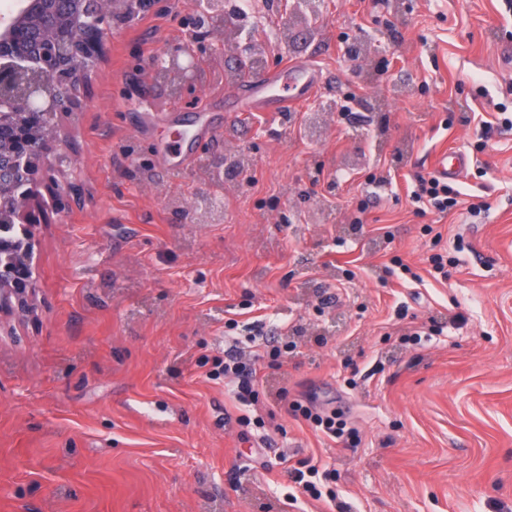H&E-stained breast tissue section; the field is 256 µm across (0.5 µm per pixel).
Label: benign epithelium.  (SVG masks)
Here are the masks:
<instances>
[{"label": "benign epithelium", "mask_w": 512, "mask_h": 512, "mask_svg": "<svg viewBox=\"0 0 512 512\" xmlns=\"http://www.w3.org/2000/svg\"><path fill=\"white\" fill-rule=\"evenodd\" d=\"M94 19L86 22L79 35L72 36L73 25L60 23L55 34L39 49L37 59L44 82L36 91L16 92L13 71L0 69V112L21 113L29 118L48 119L69 112L77 105L74 91L87 84L89 72L100 61L104 51V33L112 20H127L154 5V0H98ZM173 63L180 83L194 78L199 59L194 50L180 48L154 60ZM57 125L48 124L37 133L27 124H15L11 134V168L0 167V185L9 181L12 189L9 203V223L31 224L35 220L38 188L60 170L64 156L58 151ZM31 238L24 235L19 241L0 230V325L3 318L28 309L29 298L35 289L30 259Z\"/></svg>", "instance_id": "1"}]
</instances>
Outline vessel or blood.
<instances>
[{
  "mask_svg": "<svg viewBox=\"0 0 512 512\" xmlns=\"http://www.w3.org/2000/svg\"><path fill=\"white\" fill-rule=\"evenodd\" d=\"M323 84L322 72L311 62L295 60L284 63L272 74L241 80L230 89L233 112H285L305 101ZM469 159L461 152H441L434 172L441 178H457L468 167Z\"/></svg>",
  "mask_w": 512,
  "mask_h": 512,
  "instance_id": "b4317fda",
  "label": "vessel or blood"
}]
</instances>
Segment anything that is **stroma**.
Here are the masks:
<instances>
[{
  "label": "stroma",
  "instance_id": "35a3bbf8",
  "mask_svg": "<svg viewBox=\"0 0 512 512\" xmlns=\"http://www.w3.org/2000/svg\"><path fill=\"white\" fill-rule=\"evenodd\" d=\"M223 5L219 53L196 0L113 22L57 118L71 163L40 190L30 309L0 333V512H512V133L458 121L512 87V17ZM186 43L199 69L177 96L151 60ZM256 57L324 83L288 112L225 114ZM213 121L190 164L165 158ZM449 149L470 194L419 217L407 188ZM233 345L260 376L249 406L217 376ZM283 389L349 436L286 413ZM301 460L326 469L321 498L293 494Z\"/></svg>",
  "mask_w": 512,
  "mask_h": 512
}]
</instances>
